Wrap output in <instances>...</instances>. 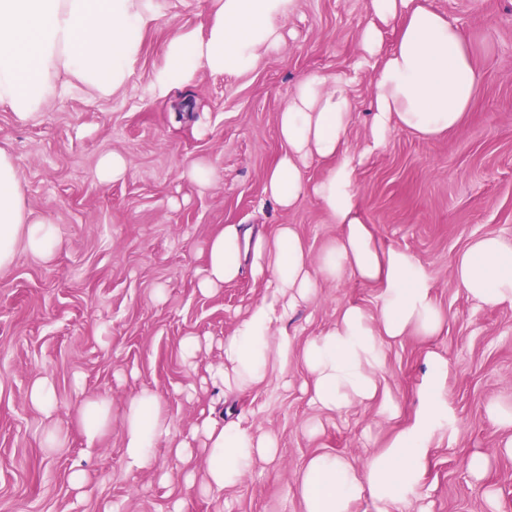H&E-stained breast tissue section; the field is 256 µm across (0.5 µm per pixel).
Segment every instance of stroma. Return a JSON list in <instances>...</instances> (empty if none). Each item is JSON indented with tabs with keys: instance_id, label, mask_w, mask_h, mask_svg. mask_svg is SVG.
<instances>
[{
	"instance_id": "35a3bbf8",
	"label": "stroma",
	"mask_w": 512,
	"mask_h": 512,
	"mask_svg": "<svg viewBox=\"0 0 512 512\" xmlns=\"http://www.w3.org/2000/svg\"><path fill=\"white\" fill-rule=\"evenodd\" d=\"M432 3L469 39L481 72L472 108L462 127L432 143L395 129L354 172L367 223L383 246L427 266L446 317L440 335L387 346L381 378L398 407L392 419L375 402L342 413L316 409L302 389L308 374L298 354L283 380L245 393L206 383L225 336L262 288L246 272L206 295L197 276L209 239L228 224L265 235L295 225L315 256L340 235L313 199L280 210L264 194V174L285 149L277 118L298 80L347 71L357 57L368 0H291L278 20L281 45L256 68L202 67L179 87L166 82L168 42L176 32L204 39L211 0H145L140 52L112 96L74 88L26 121L0 105V148L16 159L30 218L54 224L62 241L53 260L21 248L0 271V512H170L181 498L188 512H303L295 484L306 460L327 453L362 462L409 425L431 352L448 360V423L421 478L430 512H512L508 432L487 412L493 401L512 412V307L479 306L452 271L470 239L512 238V0ZM113 152L130 167L105 184L96 169ZM194 162L212 170L211 186L182 178ZM349 304L376 314L378 287L353 277L326 284L287 329L305 345ZM189 336L201 341L192 366L182 355ZM40 377L54 386V420L68 434L52 451L40 442L50 419L27 401ZM144 388L160 397L173 435L203 414L219 423L240 415L276 434V458L225 490L187 486L202 457L186 463L164 445L149 471L127 472L119 430L88 447L75 413L93 395L111 396L121 409ZM476 453L488 459L479 478L467 470ZM78 469L86 477L80 488L71 483Z\"/></svg>"
}]
</instances>
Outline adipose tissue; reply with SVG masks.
Here are the masks:
<instances>
[{
	"instance_id": "ef3b65f1",
	"label": "adipose tissue",
	"mask_w": 512,
	"mask_h": 512,
	"mask_svg": "<svg viewBox=\"0 0 512 512\" xmlns=\"http://www.w3.org/2000/svg\"><path fill=\"white\" fill-rule=\"evenodd\" d=\"M284 2L212 0L206 40L172 36L169 82H184L201 67L215 73L253 69L281 38L275 21ZM368 9L373 20L360 31L359 45L362 59L374 62L375 110L362 154L347 146L354 121L351 78L309 74L278 116L285 150L265 176L264 193L280 209L313 198L330 223L341 226L340 236L317 257L291 224L278 225L269 236L229 224L208 243L199 277L203 292L237 280L246 268L264 288L262 298L225 336L223 360L210 371L225 389L248 391L267 382L298 351L310 375V402L322 411L343 412L383 394L380 370L388 343L413 333L436 336L445 327L426 266L407 250L379 244L362 215L353 173L363 154L382 149L395 128L428 142L458 129L480 75L465 33L430 0H370ZM387 27L396 37L386 50ZM142 35L141 0H0V105L28 120L74 86L109 97L126 83ZM313 159L327 164L314 183L305 175ZM21 245L48 261L61 240L53 225L29 220L15 159L0 149V270L12 265ZM348 275L378 286L377 313L345 306L331 326L297 347L286 329L288 319L311 304L323 284ZM453 276L478 305L512 306V239L493 234L472 239L455 257ZM447 375V360L430 354L415 420L362 465L324 454L309 458L296 484L304 512H351L353 502L364 497L375 512H426L420 476L434 434L448 419ZM77 415L90 446L116 424L108 396L84 399ZM116 425L124 464L135 473L150 466L161 442L172 441L161 400L147 389L123 403ZM196 440L204 448V484L218 490L239 485L278 448L273 433L204 419L172 441L175 455L190 460Z\"/></svg>"
}]
</instances>
